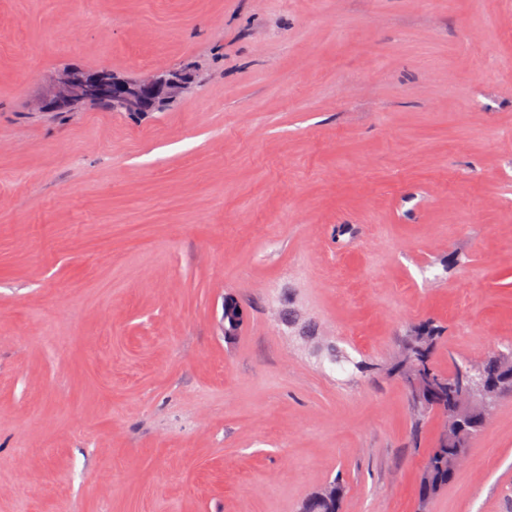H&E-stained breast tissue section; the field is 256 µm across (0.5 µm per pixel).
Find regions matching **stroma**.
Instances as JSON below:
<instances>
[{
  "instance_id": "stroma-1",
  "label": "stroma",
  "mask_w": 512,
  "mask_h": 512,
  "mask_svg": "<svg viewBox=\"0 0 512 512\" xmlns=\"http://www.w3.org/2000/svg\"><path fill=\"white\" fill-rule=\"evenodd\" d=\"M428 321L444 373L512 344V0H0V512H422ZM423 512H512V394ZM195 82L196 72L187 66L161 70L134 80L105 70L67 68L59 73L36 106L42 112H57L74 109L86 101L104 100L112 107L104 102L84 106L111 112H154L180 97ZM441 329L433 323L420 325L412 331V334L405 336L404 349L401 358L393 365L392 370L395 371L404 363H410L416 368L431 373L440 382L448 383L456 379L460 369H468L474 367H484L490 372L495 370L498 353L493 354L483 362V365H473L465 361L453 364V370L448 374L437 371L432 365V354L441 338Z\"/></svg>"
}]
</instances>
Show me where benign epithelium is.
<instances>
[{
    "label": "benign epithelium",
    "mask_w": 512,
    "mask_h": 512,
    "mask_svg": "<svg viewBox=\"0 0 512 512\" xmlns=\"http://www.w3.org/2000/svg\"><path fill=\"white\" fill-rule=\"evenodd\" d=\"M196 82L193 68L182 66L129 79L105 70L67 68L59 73L49 92L37 102L42 112L71 110L86 101L104 100L114 112H154L180 97ZM512 382V368L487 375L481 370L470 375L466 393L470 399L490 388L505 389Z\"/></svg>",
    "instance_id": "7a95c632"
}]
</instances>
